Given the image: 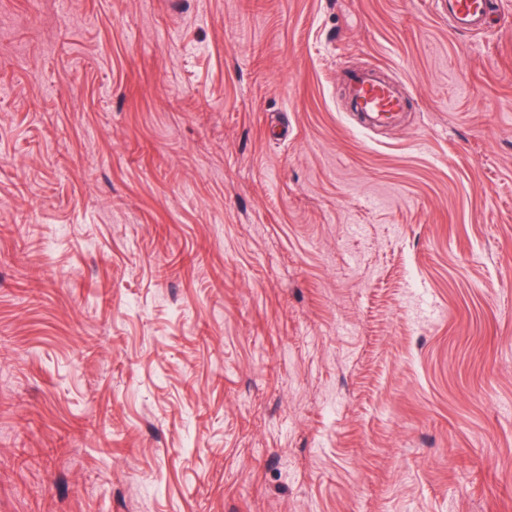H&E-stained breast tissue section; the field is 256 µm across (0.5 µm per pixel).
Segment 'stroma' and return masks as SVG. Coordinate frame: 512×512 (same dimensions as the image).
I'll use <instances>...</instances> for the list:
<instances>
[{"label": "stroma", "mask_w": 512, "mask_h": 512, "mask_svg": "<svg viewBox=\"0 0 512 512\" xmlns=\"http://www.w3.org/2000/svg\"><path fill=\"white\" fill-rule=\"evenodd\" d=\"M490 2L0 0V512H512ZM439 1V0H438ZM448 22L454 28L468 33L485 29L490 13L489 0H440ZM354 110L362 112L363 125H385L396 121L403 102L372 71H354L344 75Z\"/></svg>", "instance_id": "35a3bbf8"}]
</instances>
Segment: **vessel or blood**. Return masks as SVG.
<instances>
[{
  "label": "vessel or blood",
  "mask_w": 512,
  "mask_h": 512,
  "mask_svg": "<svg viewBox=\"0 0 512 512\" xmlns=\"http://www.w3.org/2000/svg\"><path fill=\"white\" fill-rule=\"evenodd\" d=\"M448 21L468 33L485 29L490 13L489 0H440ZM345 80L355 111L361 112L364 125H385L396 121L404 105L393 90L373 72L354 71Z\"/></svg>",
  "instance_id": "b4317fda"
}]
</instances>
